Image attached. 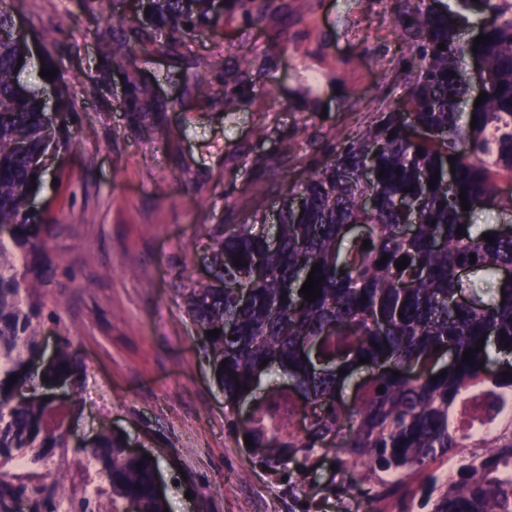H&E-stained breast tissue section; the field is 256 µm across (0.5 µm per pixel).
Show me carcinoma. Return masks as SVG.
<instances>
[{"label": "carcinoma", "instance_id": "cac0c4a2", "mask_svg": "<svg viewBox=\"0 0 512 512\" xmlns=\"http://www.w3.org/2000/svg\"><path fill=\"white\" fill-rule=\"evenodd\" d=\"M399 2L412 58L398 106L332 147L288 190L274 236L260 228L261 189L247 220L214 226L210 281L191 290L188 316L206 360L221 370L216 382L229 404L263 390L272 371L282 378L248 419L233 423L267 467L286 468L290 457L330 449L347 424L340 463L376 479L368 497L394 495L413 470L432 512H512V377L501 376L512 374V364L489 372L495 360L486 345L473 353L474 365L462 362L478 339L489 342L485 334H494L499 351L512 352V279L501 276L512 268V230L475 220L483 210L512 211V191L500 184L512 183V0H448L425 10L414 0ZM271 5L226 0L224 10L253 24ZM136 7L139 19L169 39L203 36L222 21L212 0H136ZM463 23L478 26L487 44L463 39ZM474 56L493 81L483 102L464 112L472 96L465 63ZM28 63L26 43L0 38V225L12 226L17 247L0 241V512H13L21 498L31 512H62L39 473L6 470L16 458L48 466L53 449L64 447L66 423L65 412L49 402H15L17 384L10 382L40 346L45 303L38 290L50 269L51 225L29 216V190L42 178L45 109L36 83L21 79ZM454 156V168H446ZM366 169L369 180L362 178ZM462 188L467 211L458 198ZM459 226L466 235L456 233ZM487 232L494 242L482 240ZM384 255L389 259L377 265ZM404 256L409 263L399 271L395 263ZM315 264L321 296L309 302L299 290ZM239 287L251 289L244 303ZM213 329L218 336L206 334ZM360 358L380 373L357 387L348 406L337 391ZM62 374L79 387L81 365L65 336L43 385ZM296 389L307 418L299 434L275 400ZM127 445L111 431L98 437L87 454L108 487L70 503L68 512H123L130 501L139 512H164L156 460L127 455ZM445 462L455 479L442 485L436 471Z\"/></svg>", "mask_w": 512, "mask_h": 512}]
</instances>
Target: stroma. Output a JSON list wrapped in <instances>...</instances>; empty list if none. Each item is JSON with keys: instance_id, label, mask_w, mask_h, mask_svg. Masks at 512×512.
I'll use <instances>...</instances> for the list:
<instances>
[{"instance_id": "35a3bbf8", "label": "stroma", "mask_w": 512, "mask_h": 512, "mask_svg": "<svg viewBox=\"0 0 512 512\" xmlns=\"http://www.w3.org/2000/svg\"><path fill=\"white\" fill-rule=\"evenodd\" d=\"M395 2L273 0L259 24L229 15L203 39L158 35L111 67L100 46L134 0H112L101 20L86 0H11L38 46L33 71H55L73 106V142L49 161L35 199L54 224L45 349L68 336L83 368L68 445L41 473L63 499L84 496L89 473L105 484L80 447L109 428L153 454L168 512H412L415 475L399 496L369 503L338 453L261 464L230 428L243 410L214 382L186 304L208 276L213 225L244 220L259 188L265 206L278 205L328 145L403 95L410 51ZM193 75L224 86L236 107L205 97ZM145 124L153 142L141 139ZM287 142L297 148L288 157Z\"/></svg>"}]
</instances>
